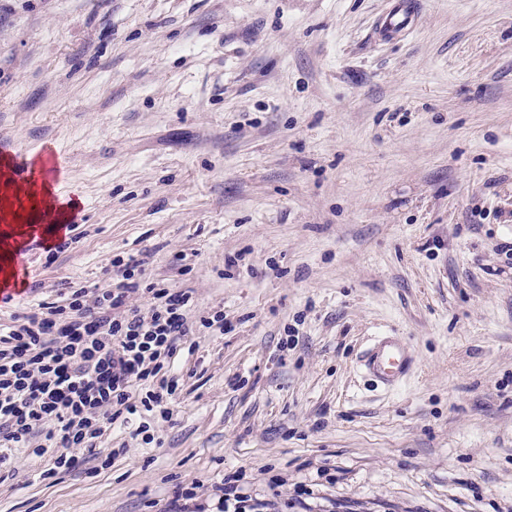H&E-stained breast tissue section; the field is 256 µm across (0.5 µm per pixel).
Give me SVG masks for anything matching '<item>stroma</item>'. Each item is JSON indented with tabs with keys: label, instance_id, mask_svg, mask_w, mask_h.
Listing matches in <instances>:
<instances>
[{
	"label": "stroma",
	"instance_id": "obj_1",
	"mask_svg": "<svg viewBox=\"0 0 512 512\" xmlns=\"http://www.w3.org/2000/svg\"><path fill=\"white\" fill-rule=\"evenodd\" d=\"M0 0V142L69 166L75 249L0 220L38 292L130 253L200 329L152 443L14 460L0 512H167L238 473L272 512H512V0ZM188 257L178 275L171 260ZM417 364L375 385L360 355ZM416 14L417 3L415 0L402 1L394 11L381 19L380 31L389 36L400 33L414 22ZM361 362L385 386H396L415 362L409 345L398 336H380L366 349Z\"/></svg>",
	"mask_w": 512,
	"mask_h": 512
}]
</instances>
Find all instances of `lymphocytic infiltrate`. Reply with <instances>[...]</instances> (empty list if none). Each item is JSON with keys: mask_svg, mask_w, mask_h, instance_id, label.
<instances>
[{"mask_svg": "<svg viewBox=\"0 0 512 512\" xmlns=\"http://www.w3.org/2000/svg\"><path fill=\"white\" fill-rule=\"evenodd\" d=\"M107 287L66 285L54 302L0 324V482L17 453L44 459L42 478L75 466L117 423L168 417L181 378L173 372L194 335L193 291L146 282L138 255L115 261ZM148 293L142 309L131 297Z\"/></svg>", "mask_w": 512, "mask_h": 512, "instance_id": "obj_1", "label": "lymphocytic infiltrate"}]
</instances>
